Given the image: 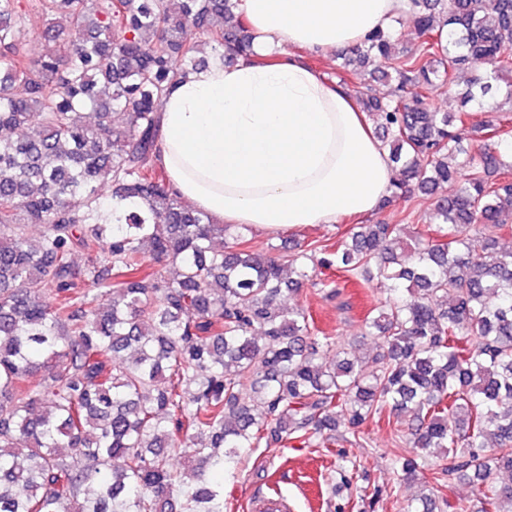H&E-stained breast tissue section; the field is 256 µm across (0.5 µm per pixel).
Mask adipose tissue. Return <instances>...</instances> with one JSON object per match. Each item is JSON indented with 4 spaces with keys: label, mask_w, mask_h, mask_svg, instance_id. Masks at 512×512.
Masks as SVG:
<instances>
[{
    "label": "adipose tissue",
    "mask_w": 512,
    "mask_h": 512,
    "mask_svg": "<svg viewBox=\"0 0 512 512\" xmlns=\"http://www.w3.org/2000/svg\"><path fill=\"white\" fill-rule=\"evenodd\" d=\"M252 53L183 72L161 100L158 162L217 224H333L389 194V154L349 92L294 48L333 53L391 30L411 0H237Z\"/></svg>",
    "instance_id": "1"
}]
</instances>
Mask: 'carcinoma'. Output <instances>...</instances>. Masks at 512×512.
Segmentation results:
<instances>
[{
	"label": "carcinoma",
	"mask_w": 512,
	"mask_h": 512,
	"mask_svg": "<svg viewBox=\"0 0 512 512\" xmlns=\"http://www.w3.org/2000/svg\"><path fill=\"white\" fill-rule=\"evenodd\" d=\"M412 5L417 47L379 31L340 70L372 61L395 82L357 97L400 175L380 208L454 194L427 225L355 224L288 256L250 251L251 227L210 222L158 174V102L205 65L188 30L227 63L251 52L233 0H0V512H224L214 476L292 443L364 481L333 446L370 420L442 450L436 469L394 455L432 485L408 512H440L457 479L480 503L458 512H512L509 131L472 115L498 95L512 107V0ZM31 11L47 21L38 55L16 38ZM440 82L458 111L431 109ZM115 200L132 204L116 224ZM324 270L386 293L364 320L382 339L369 376L359 349L284 304ZM187 441L182 472L170 457Z\"/></svg>",
	"instance_id": "obj_1"
}]
</instances>
